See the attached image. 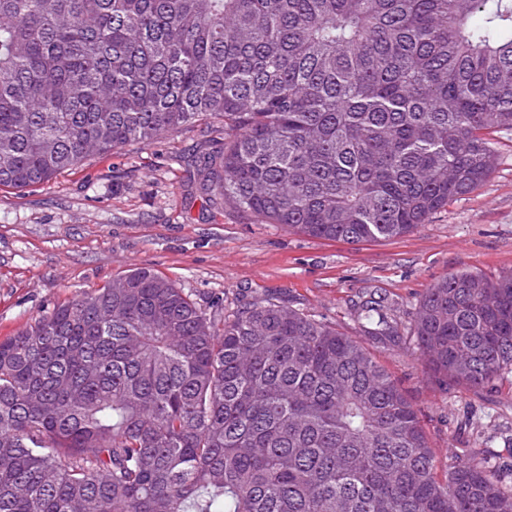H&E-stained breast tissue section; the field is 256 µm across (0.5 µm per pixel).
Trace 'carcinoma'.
Instances as JSON below:
<instances>
[{
  "label": "carcinoma",
  "mask_w": 512,
  "mask_h": 512,
  "mask_svg": "<svg viewBox=\"0 0 512 512\" xmlns=\"http://www.w3.org/2000/svg\"><path fill=\"white\" fill-rule=\"evenodd\" d=\"M198 122L196 190L351 243L406 235L512 133V0H0V187ZM350 336L267 298L201 307L128 270L0 340V512H512L476 453L436 473L419 412ZM443 389L512 375V271L426 290Z\"/></svg>",
  "instance_id": "cac0c4a2"
}]
</instances>
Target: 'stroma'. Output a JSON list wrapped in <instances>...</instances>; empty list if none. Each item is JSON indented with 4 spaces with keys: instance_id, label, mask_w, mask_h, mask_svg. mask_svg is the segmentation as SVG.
I'll list each match as a JSON object with an SVG mask.
<instances>
[{
    "instance_id": "1",
    "label": "stroma",
    "mask_w": 512,
    "mask_h": 512,
    "mask_svg": "<svg viewBox=\"0 0 512 512\" xmlns=\"http://www.w3.org/2000/svg\"><path fill=\"white\" fill-rule=\"evenodd\" d=\"M220 143L202 123L94 156L33 190L0 187V340L137 267L162 273L206 307L275 297L352 336L363 300H385L404 333L441 278L512 271V134L502 135L498 164L474 192L412 233L360 244L196 198L197 166ZM371 350L418 409L439 471L479 452L512 487V384L483 395L444 391L405 341Z\"/></svg>"
}]
</instances>
